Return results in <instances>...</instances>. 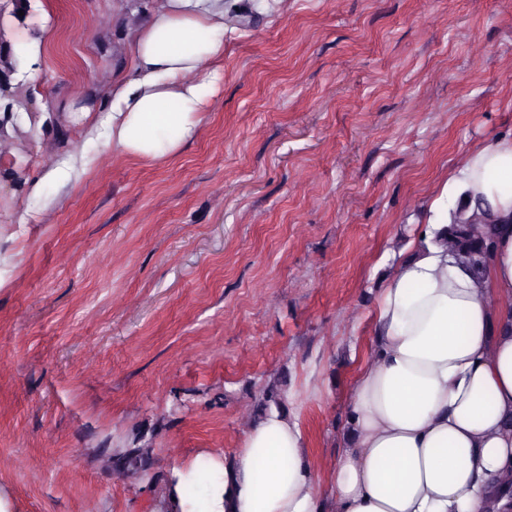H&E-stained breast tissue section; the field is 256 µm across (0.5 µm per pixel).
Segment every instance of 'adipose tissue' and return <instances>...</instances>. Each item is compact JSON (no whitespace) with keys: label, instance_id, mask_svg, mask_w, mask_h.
I'll list each match as a JSON object with an SVG mask.
<instances>
[{"label":"adipose tissue","instance_id":"1","mask_svg":"<svg viewBox=\"0 0 512 512\" xmlns=\"http://www.w3.org/2000/svg\"><path fill=\"white\" fill-rule=\"evenodd\" d=\"M235 18L227 0H154L112 80L113 148L160 160L194 136ZM428 213L381 292L374 360L351 391L334 466L336 512H512V137L473 147ZM452 224L492 233L483 274L451 245ZM216 472L196 512L323 510L285 415L250 422Z\"/></svg>","mask_w":512,"mask_h":512}]
</instances>
